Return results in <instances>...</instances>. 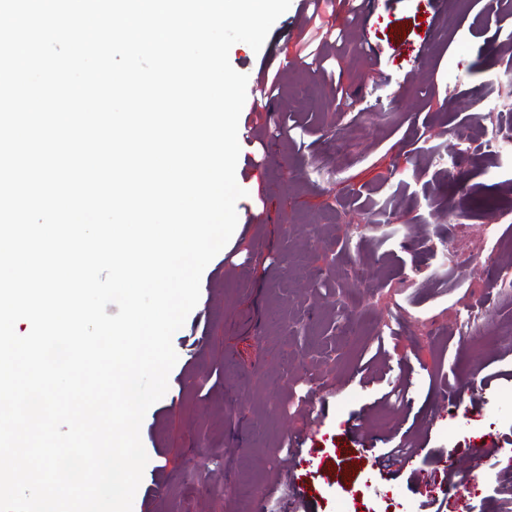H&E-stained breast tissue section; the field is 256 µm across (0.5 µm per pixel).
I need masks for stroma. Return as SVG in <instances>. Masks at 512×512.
<instances>
[{
	"label": "stroma",
	"mask_w": 512,
	"mask_h": 512,
	"mask_svg": "<svg viewBox=\"0 0 512 512\" xmlns=\"http://www.w3.org/2000/svg\"><path fill=\"white\" fill-rule=\"evenodd\" d=\"M309 29L291 0L260 51L229 52L249 80L278 72L281 94L260 133L263 166L240 145L248 195L173 337L168 390L141 426L149 461L133 512H250L271 491L291 512H430L433 501L512 512V293L495 286L512 271V155L486 149L512 112L483 107L512 91L499 80L512 70V0H375L344 49L326 51L358 110L298 63ZM259 192L266 224L250 219ZM490 208L502 216L492 238L481 229ZM447 246L470 264L443 259ZM256 323L262 340L240 350ZM467 388L464 410L439 404ZM303 397L321 409L296 503L284 442L307 424ZM359 416L376 452L404 439L423 455L393 474L365 464L341 475ZM483 444L482 481L439 470L442 455Z\"/></svg>",
	"instance_id": "stroma-1"
}]
</instances>
